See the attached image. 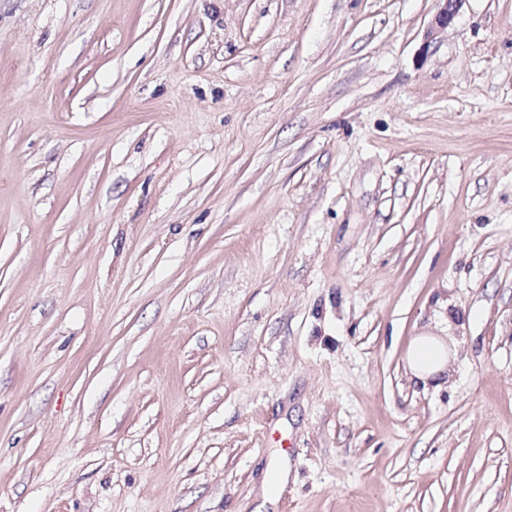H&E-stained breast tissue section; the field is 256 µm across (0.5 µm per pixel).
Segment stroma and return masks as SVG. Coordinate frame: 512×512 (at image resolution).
<instances>
[{
    "label": "stroma",
    "mask_w": 512,
    "mask_h": 512,
    "mask_svg": "<svg viewBox=\"0 0 512 512\" xmlns=\"http://www.w3.org/2000/svg\"><path fill=\"white\" fill-rule=\"evenodd\" d=\"M436 9L0 0V512H512V0ZM439 2V9L432 20L427 33L426 43H432L436 36L448 29V25L452 23L457 13L459 4L462 0H437ZM407 360L413 375L426 381L439 378L448 363L444 343L435 336H417L411 343Z\"/></svg>",
    "instance_id": "obj_1"
}]
</instances>
